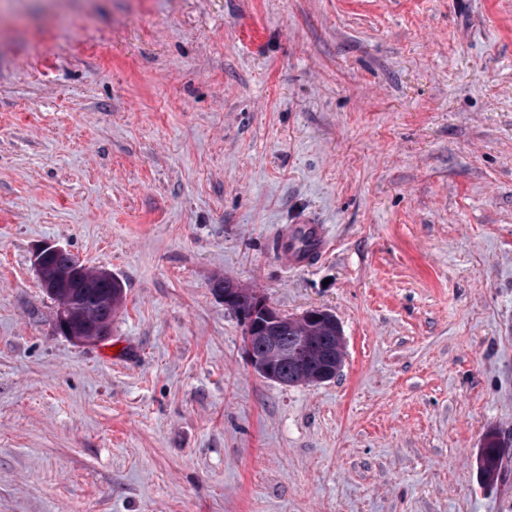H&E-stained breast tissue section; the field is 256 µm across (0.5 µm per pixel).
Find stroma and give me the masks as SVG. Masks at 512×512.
Here are the masks:
<instances>
[{
	"mask_svg": "<svg viewBox=\"0 0 512 512\" xmlns=\"http://www.w3.org/2000/svg\"><path fill=\"white\" fill-rule=\"evenodd\" d=\"M329 253H278L300 213ZM125 292L57 332L33 255ZM333 313L247 361L211 287ZM512 0H0V512H512ZM218 279L222 280L224 284L215 283L213 289L215 294L224 300L225 307L239 312V304L242 309L248 311L241 312L240 315L246 327L245 349L248 361L257 374L285 385H314L335 377L346 354L345 340L342 335L337 336L341 353L336 358V363L329 355H322L318 358L312 351L311 342L308 339H301V349L297 350L300 354L292 359L296 360V365L303 369L304 377L288 379L296 374L292 362L288 361V354H291L298 339L301 336H310L317 345L326 349L330 348L336 353L335 329L297 325L288 320V316H285V325L283 326V315L256 290L247 288L234 279L225 280L224 277ZM248 294L254 297V307L253 297ZM252 307L253 309L249 311ZM280 330L281 332L277 336H273ZM279 336H283L280 339L282 348L288 349V351L277 348ZM253 340L256 341L252 344ZM257 341L263 342L264 345L261 346V342ZM253 345L256 348L261 346L260 350L254 349ZM284 358L288 364H283L280 369L288 375L281 373L276 367L277 360ZM510 450L509 439L502 438L493 431L485 435L480 453V471L486 483L493 484L498 481L502 459L506 454H510Z\"/></svg>",
	"mask_w": 512,
	"mask_h": 512,
	"instance_id": "obj_1",
	"label": "stroma"
}]
</instances>
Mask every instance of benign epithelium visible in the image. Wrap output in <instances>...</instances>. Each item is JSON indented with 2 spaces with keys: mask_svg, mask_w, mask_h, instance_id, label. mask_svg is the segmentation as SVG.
<instances>
[{
  "mask_svg": "<svg viewBox=\"0 0 512 512\" xmlns=\"http://www.w3.org/2000/svg\"><path fill=\"white\" fill-rule=\"evenodd\" d=\"M63 252L65 249L60 246L48 245L39 249L34 256V268L39 283L52 296L56 293V282L67 278L69 271L49 268L47 258ZM214 292L224 300V306L234 312L238 311L241 295L250 294L254 297L255 306L252 310L241 313V318L246 327L245 349L249 364L261 377L285 385H314L335 377L346 354L344 337H338L340 356L335 359L329 355L316 356L312 351L311 342L307 339L300 340L301 349L295 360L303 369L304 377L290 379L276 367L277 360L288 358L287 351L277 348L278 337L275 336V333L282 329L283 315L256 290L247 288L233 279L224 281L222 285L214 284ZM105 305V317L102 322L92 324L87 320L79 304L67 302L57 309V329L65 331L66 336L77 342L96 343L111 333L112 317L120 308V305L112 302L110 297L105 301ZM297 320L321 322L329 327L337 325L332 314L319 309L307 311L298 316ZM254 340L263 342V346L255 349L252 344Z\"/></svg>",
  "mask_w": 512,
  "mask_h": 512,
  "instance_id": "benign-epithelium-1",
  "label": "benign epithelium"
}]
</instances>
